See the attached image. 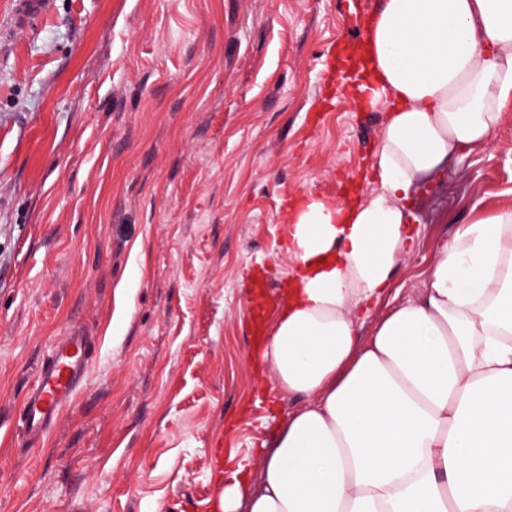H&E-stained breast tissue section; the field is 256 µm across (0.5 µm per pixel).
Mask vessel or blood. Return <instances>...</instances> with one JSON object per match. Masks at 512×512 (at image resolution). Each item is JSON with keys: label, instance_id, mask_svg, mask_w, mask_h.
I'll return each mask as SVG.
<instances>
[{"label": "vessel or blood", "instance_id": "vessel-or-blood-1", "mask_svg": "<svg viewBox=\"0 0 512 512\" xmlns=\"http://www.w3.org/2000/svg\"><path fill=\"white\" fill-rule=\"evenodd\" d=\"M92 344L76 334L60 338L41 362L35 385L24 396L20 411L21 429L27 441H36L56 422L63 406L70 401L83 383ZM224 451L212 449L213 485L211 512H222L224 469L220 461Z\"/></svg>", "mask_w": 512, "mask_h": 512}]
</instances>
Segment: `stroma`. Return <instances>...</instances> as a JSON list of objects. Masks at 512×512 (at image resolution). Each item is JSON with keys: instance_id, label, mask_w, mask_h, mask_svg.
<instances>
[{"instance_id": "stroma-1", "label": "stroma", "mask_w": 512, "mask_h": 512, "mask_svg": "<svg viewBox=\"0 0 512 512\" xmlns=\"http://www.w3.org/2000/svg\"><path fill=\"white\" fill-rule=\"evenodd\" d=\"M0 0V512H206L297 411L253 310L288 278L302 195L370 193L382 115L330 69L348 0ZM512 209V104L491 143L415 195L408 259L362 336L447 238ZM83 385L36 444L21 401L56 338Z\"/></svg>"}]
</instances>
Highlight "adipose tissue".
Returning <instances> with one entry per match:
<instances>
[{
  "label": "adipose tissue",
  "mask_w": 512,
  "mask_h": 512,
  "mask_svg": "<svg viewBox=\"0 0 512 512\" xmlns=\"http://www.w3.org/2000/svg\"><path fill=\"white\" fill-rule=\"evenodd\" d=\"M352 60L384 121L374 187L307 196L261 347L280 419L224 486L223 512H512V211L462 225L418 296L361 339L357 316L411 249L409 207L512 102V0H377Z\"/></svg>",
  "instance_id": "obj_1"
}]
</instances>
